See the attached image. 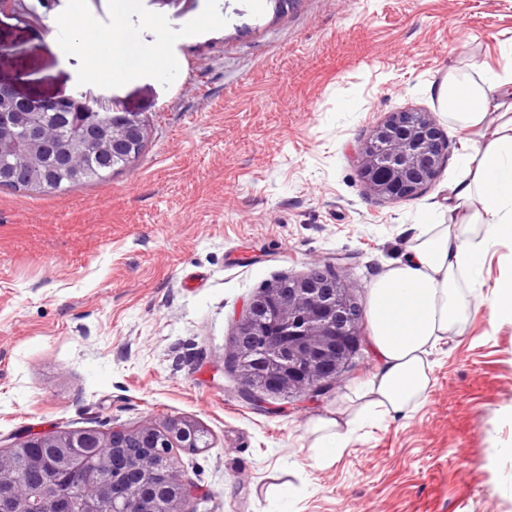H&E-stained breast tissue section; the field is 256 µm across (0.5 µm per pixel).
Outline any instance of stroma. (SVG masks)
<instances>
[{"mask_svg":"<svg viewBox=\"0 0 512 512\" xmlns=\"http://www.w3.org/2000/svg\"><path fill=\"white\" fill-rule=\"evenodd\" d=\"M143 43L157 22L210 16L168 43L165 71L84 83L54 24L66 0H26L0 24V81L30 97L83 91L149 121L137 159L101 184L0 189V450L29 433L171 419L207 447L177 451L207 512H512V323L483 302L512 274L490 247L463 320L430 357L414 411L359 430L316 462L308 426L347 409L377 368L364 341L316 402L245 400L224 367L250 299L323 263L360 304L447 206L464 139L436 87L448 71H512V0H132ZM433 113L447 137L437 180L388 201L356 149L388 113Z\"/></svg>","mask_w":512,"mask_h":512,"instance_id":"1","label":"stroma"}]
</instances>
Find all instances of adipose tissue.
Masks as SVG:
<instances>
[{
    "label": "adipose tissue",
    "instance_id": "1",
    "mask_svg": "<svg viewBox=\"0 0 512 512\" xmlns=\"http://www.w3.org/2000/svg\"><path fill=\"white\" fill-rule=\"evenodd\" d=\"M131 6L114 0L111 29L90 23L64 26L60 41L65 62L82 81H100L112 70L115 44L146 58L149 70L162 69V41L143 44L129 38L123 20ZM448 123L472 138L463 171L448 186V221L425 224L394 266L378 275L369 295L372 343L378 367L356 391V408L314 419L312 446L319 461L340 455L357 425L418 407L431 386L429 357L463 318L460 281L478 284L483 254L512 239V73H486L471 81L449 73L439 88ZM478 228L467 238V228Z\"/></svg>",
    "mask_w": 512,
    "mask_h": 512
}]
</instances>
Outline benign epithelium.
Masks as SVG:
<instances>
[{"mask_svg":"<svg viewBox=\"0 0 512 512\" xmlns=\"http://www.w3.org/2000/svg\"><path fill=\"white\" fill-rule=\"evenodd\" d=\"M0 104L24 113L25 141L39 152L65 156L54 134L37 121L41 112H99L98 104L84 94L67 97H27L12 86L0 84ZM112 135L88 120L75 132L100 151L137 157L148 132L139 114L115 108ZM17 123L0 120V150L17 146ZM447 157L444 133L430 112H390L374 126L356 150L361 181L374 195L392 201L421 195L435 181ZM363 308L342 281L337 267L319 265L283 292L275 286L261 289L236 323L226 365L239 377L242 394L262 402L261 394L294 396L312 401L331 392L361 343ZM264 368L263 389L253 388L255 367ZM136 438L141 448L136 477H156L175 487L164 500H151L148 488L130 483L119 449ZM202 432L188 421L173 419L160 426L138 430L114 427L107 433L83 430L72 433H30L8 452H0V484L14 489V501L0 512H29L32 500L42 501L48 512H71L78 495L85 512H187L185 505L197 495L195 485L178 475L174 450L199 448ZM27 448L53 450L51 471L92 470L94 475L74 492L51 475L38 488L19 477L17 456Z\"/></svg>","mask_w":512,"mask_h":512,"instance_id":"1","label":"benign epithelium"}]
</instances>
